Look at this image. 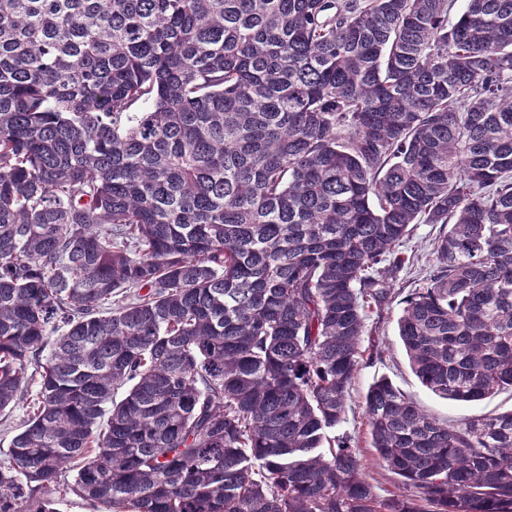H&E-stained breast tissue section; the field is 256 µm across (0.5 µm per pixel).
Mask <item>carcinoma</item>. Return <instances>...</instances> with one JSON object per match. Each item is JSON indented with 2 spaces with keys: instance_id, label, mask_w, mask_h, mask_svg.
<instances>
[{
  "instance_id": "carcinoma-1",
  "label": "carcinoma",
  "mask_w": 512,
  "mask_h": 512,
  "mask_svg": "<svg viewBox=\"0 0 512 512\" xmlns=\"http://www.w3.org/2000/svg\"><path fill=\"white\" fill-rule=\"evenodd\" d=\"M512 0H0V512H512ZM76 466L74 481L61 482ZM439 225L416 224L409 239L398 247V252L408 258L405 270L394 287L392 302L367 320V332L362 337L363 360L350 388L345 420L338 433L350 435L358 445L367 479L381 497L399 491V478L380 468L374 459L371 436L366 422L363 402L371 383L385 376L423 409L441 420H460L484 414L501 413L512 409V392L501 391L484 400L458 403L442 399L421 385L409 367L403 344L398 336L397 320L403 301L414 288H420L430 270L428 260ZM24 413V409L20 404L10 417L4 418L0 424V461L2 462L6 458L12 437L22 427L21 424L23 423Z\"/></svg>"
}]
</instances>
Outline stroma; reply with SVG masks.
Here are the masks:
<instances>
[{
    "label": "stroma",
    "instance_id": "obj_1",
    "mask_svg": "<svg viewBox=\"0 0 512 512\" xmlns=\"http://www.w3.org/2000/svg\"><path fill=\"white\" fill-rule=\"evenodd\" d=\"M438 234L437 225L418 224L409 239L399 246V253L407 260L406 268L394 287L392 302L381 311L372 313L367 321V332L361 342L363 360L352 381L345 420L340 426L341 432L350 435L357 444L364 472L375 492L382 497L398 492L399 478L380 468L374 459L363 408L364 395L374 380L387 377L419 406L441 420H460L512 410L510 391L471 403L442 399L423 387L409 367L398 336L397 320L404 300L415 288L421 287L430 270V253Z\"/></svg>",
    "mask_w": 512,
    "mask_h": 512
}]
</instances>
